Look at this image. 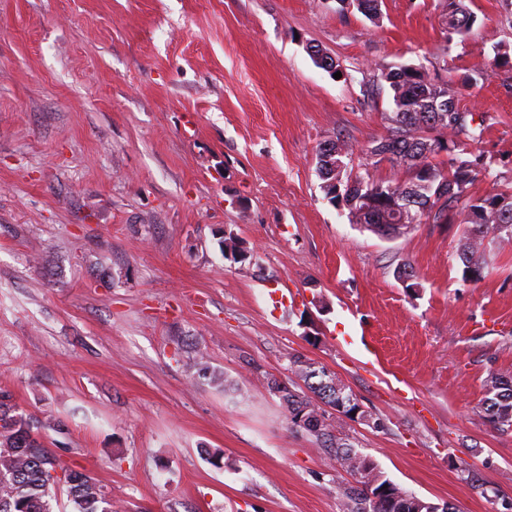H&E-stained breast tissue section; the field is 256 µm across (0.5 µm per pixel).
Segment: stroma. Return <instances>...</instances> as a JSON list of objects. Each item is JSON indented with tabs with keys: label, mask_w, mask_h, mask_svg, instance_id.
Wrapping results in <instances>:
<instances>
[{
	"label": "stroma",
	"mask_w": 512,
	"mask_h": 512,
	"mask_svg": "<svg viewBox=\"0 0 512 512\" xmlns=\"http://www.w3.org/2000/svg\"><path fill=\"white\" fill-rule=\"evenodd\" d=\"M466 4L477 21L449 43L440 0H382L375 23L336 0H0V389L121 512H340L355 476L268 386L300 389L297 357L371 415L342 431L388 479L451 512L512 507V430L480 412L512 372V245L463 283V225L381 237L316 173L339 135L365 163L394 110L375 80L407 63L473 78L458 106L490 122L472 191L493 192L512 0ZM284 288L295 302L272 309ZM201 356L234 391L196 376Z\"/></svg>",
	"instance_id": "obj_1"
}]
</instances>
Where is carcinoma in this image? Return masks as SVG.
<instances>
[{"label": "carcinoma", "mask_w": 512, "mask_h": 512, "mask_svg": "<svg viewBox=\"0 0 512 512\" xmlns=\"http://www.w3.org/2000/svg\"><path fill=\"white\" fill-rule=\"evenodd\" d=\"M447 41L465 36L475 23L465 0H445ZM341 8L354 7L371 21L381 15L380 0H337ZM388 84L395 112L387 121L390 156L378 145L365 155L388 162L389 177L376 178L369 170L352 165L353 145L333 139L336 155L317 167L321 189L332 205L347 210L352 224L398 238L419 224H464L460 244L462 280L476 282L483 276L493 248L512 244V169L495 176L496 192L476 196L471 187L484 158H469L470 147L485 130L486 117L454 109L461 88L438 82L420 66L398 64L381 72ZM224 257L235 263L250 254L236 238H224ZM294 372L308 392L287 389L271 381V390L283 400L290 427L315 438L346 472L359 477L356 486H340L342 512H375L370 495L387 489L386 512H449L443 505L419 498L387 479L378 465L358 451L341 430L342 417L366 419L354 395L324 369L299 358ZM484 416L500 428L512 427V375L493 374L487 380L482 403ZM320 421L313 430L306 423ZM38 422L7 392L0 393V512H53L52 489L66 486L73 512H118L112 495L91 475L59 463L37 438Z\"/></svg>", "instance_id": "1"}]
</instances>
